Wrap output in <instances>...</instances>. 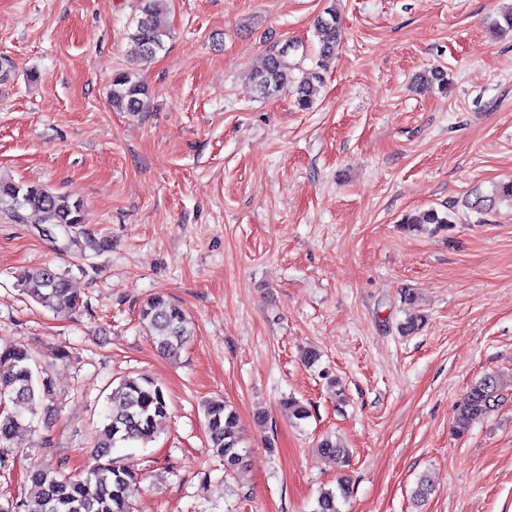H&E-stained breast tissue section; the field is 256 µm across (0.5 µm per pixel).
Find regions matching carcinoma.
<instances>
[{
  "label": "carcinoma",
  "mask_w": 512,
  "mask_h": 512,
  "mask_svg": "<svg viewBox=\"0 0 512 512\" xmlns=\"http://www.w3.org/2000/svg\"><path fill=\"white\" fill-rule=\"evenodd\" d=\"M168 0H141L140 16L135 28L127 34L132 53L140 61L153 59L165 50L170 32L162 15ZM342 18L331 6L319 16L314 26L320 63L330 60L342 39ZM301 44L285 42L268 53L264 66L253 74L256 90L265 97L291 88L297 107L312 108L317 87L315 76H297L299 66L289 61V55ZM112 108L119 112L139 113L149 107L148 88L139 77L120 70L112 74L110 88ZM40 215V223L72 227L84 223L83 204L63 194L54 193L41 185L16 183L0 178V212L14 221L24 222V211ZM403 224L409 230H418L426 224L439 229L452 226V214H440L435 209L405 216ZM76 247L80 256L91 251L100 253L108 248L107 240L91 235L69 238L68 247ZM17 285L36 304L53 311H78L84 306L81 297L70 287L67 277L48 267L27 268L17 274ZM141 324L148 330L157 351L175 358L194 336L185 311L162 295L147 299L139 312ZM33 356L21 345L0 347V443L9 442L26 431L30 421L52 398L48 375L34 371ZM501 384L494 374H486L474 381L460 405L455 432L463 435L471 426L485 418L498 406ZM109 411L95 430L94 463L75 473L63 468H43L25 475L34 490V512H132V494L139 485V476L114 455L117 448H145L155 440L163 421L168 416V398L162 386L146 375L125 377L112 389L108 397ZM206 433L211 447L224 458V466L234 469L244 462L246 450L241 448L235 412L217 399L204 406ZM319 450L347 466L350 452L329 438L321 440ZM346 485L338 491H325L316 500L313 512H338L336 495L347 497Z\"/></svg>",
  "instance_id": "1"
}]
</instances>
